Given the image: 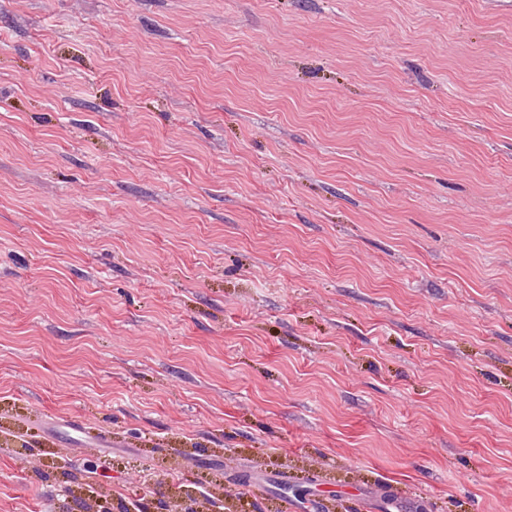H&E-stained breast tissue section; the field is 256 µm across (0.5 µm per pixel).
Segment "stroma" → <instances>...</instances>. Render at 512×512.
Returning <instances> with one entry per match:
<instances>
[{
  "instance_id": "obj_1",
  "label": "stroma",
  "mask_w": 512,
  "mask_h": 512,
  "mask_svg": "<svg viewBox=\"0 0 512 512\" xmlns=\"http://www.w3.org/2000/svg\"><path fill=\"white\" fill-rule=\"evenodd\" d=\"M512 512V0H0V512Z\"/></svg>"
}]
</instances>
